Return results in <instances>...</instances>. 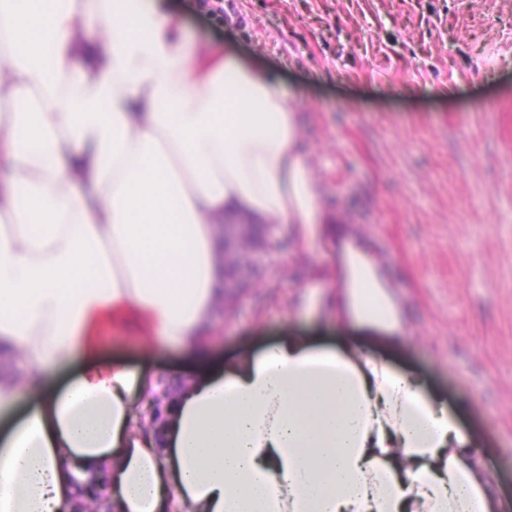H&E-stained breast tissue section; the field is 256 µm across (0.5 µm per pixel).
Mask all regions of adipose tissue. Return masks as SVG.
Returning a JSON list of instances; mask_svg holds the SVG:
<instances>
[{
    "instance_id": "adipose-tissue-1",
    "label": "adipose tissue",
    "mask_w": 512,
    "mask_h": 512,
    "mask_svg": "<svg viewBox=\"0 0 512 512\" xmlns=\"http://www.w3.org/2000/svg\"><path fill=\"white\" fill-rule=\"evenodd\" d=\"M165 3L0 0V350L30 401L17 412L0 370V512H61L92 477L111 512H512L476 434L360 348L293 337L211 361L216 224L285 217L305 240L319 193L296 93L196 49ZM378 266L348 251L336 326L399 344ZM125 311L143 352L197 357L157 433L136 403L161 382L102 356L105 316Z\"/></svg>"
}]
</instances>
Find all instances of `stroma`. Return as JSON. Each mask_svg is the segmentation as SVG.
<instances>
[{
	"label": "stroma",
	"instance_id": "35a3bbf8",
	"mask_svg": "<svg viewBox=\"0 0 512 512\" xmlns=\"http://www.w3.org/2000/svg\"><path fill=\"white\" fill-rule=\"evenodd\" d=\"M198 45L279 73L303 100L324 233L306 252L278 224L237 301L209 330L224 363L287 336L340 347L332 309L298 305L336 270L337 222L362 224L406 313L409 339L364 347L419 378L485 445L512 499V0H171ZM107 357L185 373L192 350L142 359L130 329Z\"/></svg>",
	"mask_w": 512,
	"mask_h": 512
}]
</instances>
